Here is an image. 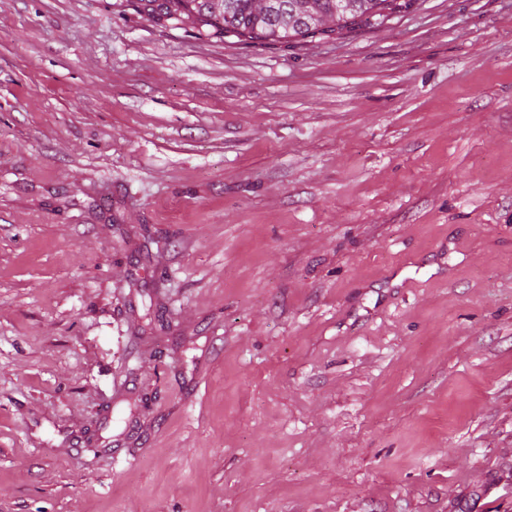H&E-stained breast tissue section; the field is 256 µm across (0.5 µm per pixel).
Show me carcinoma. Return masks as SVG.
Listing matches in <instances>:
<instances>
[{"instance_id": "obj_1", "label": "carcinoma", "mask_w": 512, "mask_h": 512, "mask_svg": "<svg viewBox=\"0 0 512 512\" xmlns=\"http://www.w3.org/2000/svg\"><path fill=\"white\" fill-rule=\"evenodd\" d=\"M398 5L410 9L415 0H137L139 11L160 21L276 42L382 20Z\"/></svg>"}]
</instances>
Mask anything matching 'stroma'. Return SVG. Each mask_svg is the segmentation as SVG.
<instances>
[{
  "label": "stroma",
  "instance_id": "obj_1",
  "mask_svg": "<svg viewBox=\"0 0 512 512\" xmlns=\"http://www.w3.org/2000/svg\"><path fill=\"white\" fill-rule=\"evenodd\" d=\"M0 512H512V0H0ZM339 1H344L342 7ZM396 5L410 9L415 0H137L136 7L157 20L208 26L216 34L287 42L383 20Z\"/></svg>",
  "mask_w": 512,
  "mask_h": 512
}]
</instances>
